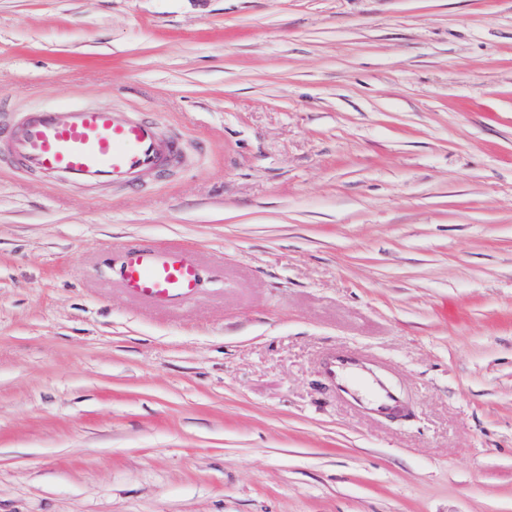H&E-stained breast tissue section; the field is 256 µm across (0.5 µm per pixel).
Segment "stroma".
<instances>
[{
  "label": "stroma",
  "mask_w": 512,
  "mask_h": 512,
  "mask_svg": "<svg viewBox=\"0 0 512 512\" xmlns=\"http://www.w3.org/2000/svg\"><path fill=\"white\" fill-rule=\"evenodd\" d=\"M0 101L182 156L0 160V512H512V0H0ZM147 245L192 300L114 282ZM4 137L12 159L26 169L86 184L120 186L136 174L160 172L174 150L153 120L88 107L30 112ZM118 277L128 294L155 305L190 300L200 280L199 269L185 250L161 246L127 251ZM324 370L326 376L337 384L346 398L354 403L361 401V393L351 383V376L359 374L368 378L364 373L368 371L364 359L346 350L337 351L327 359ZM372 394L369 410L379 416L385 417L401 410L400 395L385 381L379 378L370 379Z\"/></svg>",
  "instance_id": "obj_1"
}]
</instances>
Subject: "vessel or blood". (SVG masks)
<instances>
[{
	"instance_id": "vessel-or-blood-1",
	"label": "vessel or blood",
	"mask_w": 512,
	"mask_h": 512,
	"mask_svg": "<svg viewBox=\"0 0 512 512\" xmlns=\"http://www.w3.org/2000/svg\"><path fill=\"white\" fill-rule=\"evenodd\" d=\"M4 137L14 161L45 175L61 174L86 184L123 185L133 176L161 171L174 147L163 140L153 120L136 121L127 113L88 107L43 109L20 117ZM118 277L128 294L156 305L190 300L200 280L188 253L171 247L127 251ZM326 376L352 402L361 394L351 378L364 374V359L341 350L324 366ZM372 413L400 411L399 394L379 378L371 380Z\"/></svg>"
}]
</instances>
